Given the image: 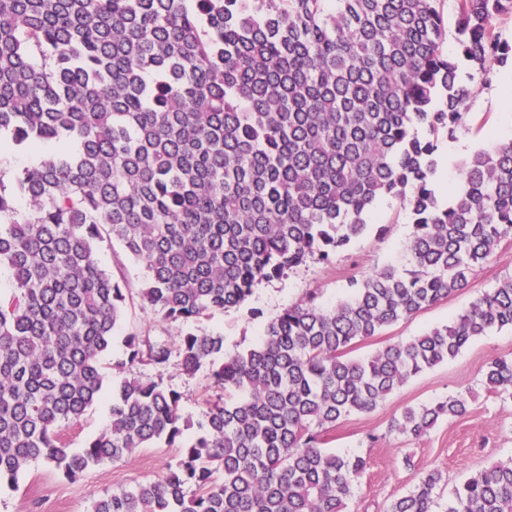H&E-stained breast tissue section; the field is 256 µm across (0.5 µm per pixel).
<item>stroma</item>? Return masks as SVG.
I'll use <instances>...</instances> for the list:
<instances>
[{"label":"stroma","instance_id":"1","mask_svg":"<svg viewBox=\"0 0 512 512\" xmlns=\"http://www.w3.org/2000/svg\"><path fill=\"white\" fill-rule=\"evenodd\" d=\"M507 74H512V66L495 67L490 82L478 85L467 103L468 121L455 131L454 137L468 139L472 149L485 148L489 133L512 117V99L504 97L501 91L502 79ZM367 222L365 232L330 262L314 260L282 277L262 282L245 306L190 322L188 330L222 335L224 353L231 356L252 347L266 323L298 303L307 292H316L319 303L331 306L347 295L350 278H364L388 265H405L413 227L399 200L391 196L381 198ZM97 257L113 277L129 285L125 311L112 343L113 356H121L123 339L131 332L174 341L175 327L139 295L146 278L144 267L126 258L120 248L105 242L99 244ZM509 277L512 238L502 242L495 258L475 268L468 290L359 343L356 356L368 355L387 344L408 340L447 323L481 293ZM509 353L512 330L491 331L471 342L454 359L410 378L374 411L338 421L328 435L329 449L344 456L361 455L369 461L351 512H386L392 500L406 494L426 469H440L445 478L444 489L449 492L483 467L512 457V399L498 397L482 384L487 360ZM132 372L180 391L183 414L195 419L201 415L204 399L212 393L208 368H201L190 377L182 372L175 357L166 368L156 370L139 365ZM461 393L468 398L463 417L441 421L418 438L392 430V420L405 407ZM176 461V449L160 444L140 449L124 461L91 467L75 482L65 480L44 463L35 462L20 475L18 488L0 486V512H91L93 502L104 492L158 479Z\"/></svg>","mask_w":512,"mask_h":512}]
</instances>
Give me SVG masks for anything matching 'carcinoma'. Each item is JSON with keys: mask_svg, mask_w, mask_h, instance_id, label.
<instances>
[{"mask_svg": "<svg viewBox=\"0 0 512 512\" xmlns=\"http://www.w3.org/2000/svg\"><path fill=\"white\" fill-rule=\"evenodd\" d=\"M444 3L0 0V132L37 153L13 188L0 178V266L13 288L0 299V485L35 461L75 482L162 441L176 466L105 493L93 512H349L368 462L324 448L336 423L512 329L511 277L446 324L350 356L467 288L512 237V141L462 161L448 207L431 188L438 142L466 122L474 92L459 60L483 83L512 62L492 24L512 0H454L453 55ZM387 195L412 218L405 268L350 279L331 308L309 294L227 360L220 335H128L112 368H164L175 353L184 374L207 365L240 398L206 399L195 421L177 390L127 377L109 424L70 451L126 304L97 244L143 265L142 299L184 325L311 259L330 262ZM483 378L511 399L512 354L488 360ZM466 412L459 394L408 406L391 427L418 438ZM441 482L426 471L387 512H512V457L443 506Z\"/></svg>", "mask_w": 512, "mask_h": 512, "instance_id": "carcinoma-1", "label": "carcinoma"}]
</instances>
